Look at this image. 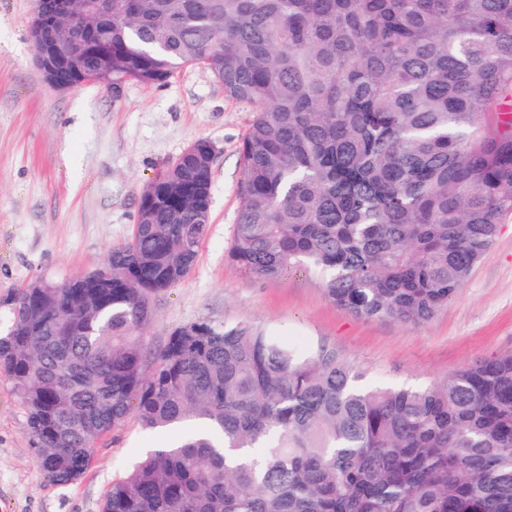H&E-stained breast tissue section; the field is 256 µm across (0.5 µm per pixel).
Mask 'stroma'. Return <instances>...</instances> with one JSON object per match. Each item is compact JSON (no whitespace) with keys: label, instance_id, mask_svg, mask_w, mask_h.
I'll return each mask as SVG.
<instances>
[{"label":"stroma","instance_id":"stroma-1","mask_svg":"<svg viewBox=\"0 0 512 512\" xmlns=\"http://www.w3.org/2000/svg\"><path fill=\"white\" fill-rule=\"evenodd\" d=\"M32 9L33 0H0V333L29 283L102 267L130 239L142 187L206 139L215 147L208 234L186 277L154 301V346L187 323L248 320L292 344H333L387 385L426 384L512 354V217L458 294L419 324L358 318L331 303L310 270L253 277L228 257L251 106L196 65L163 86L127 83L118 98L97 85L57 91L35 63ZM156 444L128 417L96 441L81 479L51 483L34 460L26 411L0 373V512H98L113 478Z\"/></svg>","mask_w":512,"mask_h":512}]
</instances>
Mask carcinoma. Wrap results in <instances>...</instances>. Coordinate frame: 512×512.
I'll use <instances>...</instances> for the list:
<instances>
[{"instance_id": "carcinoma-1", "label": "carcinoma", "mask_w": 512, "mask_h": 512, "mask_svg": "<svg viewBox=\"0 0 512 512\" xmlns=\"http://www.w3.org/2000/svg\"><path fill=\"white\" fill-rule=\"evenodd\" d=\"M100 49L58 73L163 85L184 65L255 106L232 262L319 272L362 319L417 324L456 295L512 215V0H112ZM214 147L143 188L86 277L20 290L0 371L36 463L67 484L135 416L180 430L112 480L99 512H512V355L385 387L320 341L192 322L152 349L153 299L194 265Z\"/></svg>"}]
</instances>
